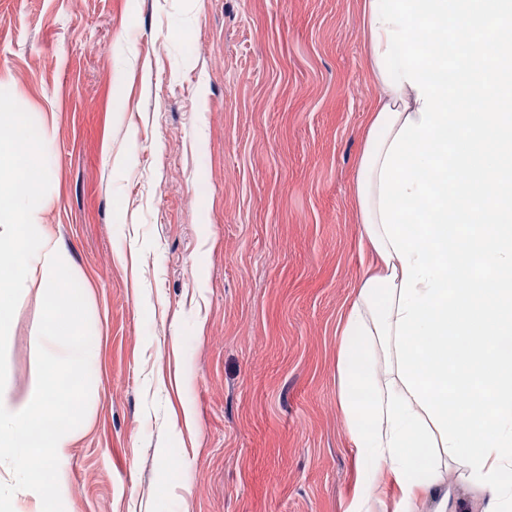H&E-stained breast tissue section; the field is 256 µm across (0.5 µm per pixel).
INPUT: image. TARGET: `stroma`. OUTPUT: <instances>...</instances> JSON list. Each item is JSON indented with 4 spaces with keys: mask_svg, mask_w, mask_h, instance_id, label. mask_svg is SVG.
Returning <instances> with one entry per match:
<instances>
[{
    "mask_svg": "<svg viewBox=\"0 0 512 512\" xmlns=\"http://www.w3.org/2000/svg\"><path fill=\"white\" fill-rule=\"evenodd\" d=\"M361 5L0 0V109L54 131L40 221L100 346L74 512H345L337 332L372 262L353 188L379 94ZM49 305L10 309L17 396Z\"/></svg>",
    "mask_w": 512,
    "mask_h": 512,
    "instance_id": "stroma-1",
    "label": "stroma"
}]
</instances>
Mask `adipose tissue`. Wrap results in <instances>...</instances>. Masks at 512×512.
Instances as JSON below:
<instances>
[{"mask_svg":"<svg viewBox=\"0 0 512 512\" xmlns=\"http://www.w3.org/2000/svg\"><path fill=\"white\" fill-rule=\"evenodd\" d=\"M371 73L381 87L358 160L354 202L376 267L339 328L338 406L355 454L348 512H409L439 485L442 459L512 512V0H363ZM432 36L428 59L418 29ZM453 79H445L446 70ZM0 140V308L50 296L39 388L0 379V512H72L66 463L79 431L59 399L99 362L80 293L34 203L51 162L49 130L11 113ZM27 160L19 181L16 159ZM41 429L30 445L21 437Z\"/></svg>","mask_w":512,"mask_h":512,"instance_id":"adipose-tissue-1","label":"adipose tissue"}]
</instances>
